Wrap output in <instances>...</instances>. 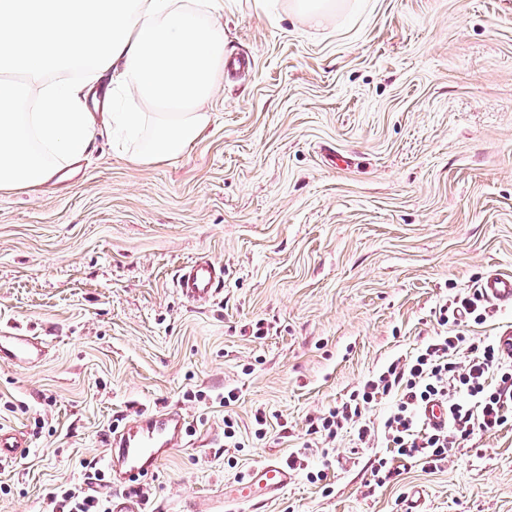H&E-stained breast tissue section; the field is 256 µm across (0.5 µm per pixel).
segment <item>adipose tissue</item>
I'll use <instances>...</instances> for the list:
<instances>
[{"mask_svg":"<svg viewBox=\"0 0 512 512\" xmlns=\"http://www.w3.org/2000/svg\"><path fill=\"white\" fill-rule=\"evenodd\" d=\"M194 0H0V192L45 185L91 145L101 97L137 158H177L200 139L224 79V28ZM137 95L153 116L123 107Z\"/></svg>","mask_w":512,"mask_h":512,"instance_id":"ef3b65f1","label":"adipose tissue"}]
</instances>
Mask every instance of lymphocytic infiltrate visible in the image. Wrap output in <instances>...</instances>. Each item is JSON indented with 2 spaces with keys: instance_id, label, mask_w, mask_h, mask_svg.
<instances>
[{
  "instance_id": "obj_1",
  "label": "lymphocytic infiltrate",
  "mask_w": 512,
  "mask_h": 512,
  "mask_svg": "<svg viewBox=\"0 0 512 512\" xmlns=\"http://www.w3.org/2000/svg\"><path fill=\"white\" fill-rule=\"evenodd\" d=\"M395 391L401 397L382 425L393 454L378 457L372 470L380 487L393 475L392 458L421 462L433 472L447 462L450 448L474 431H492L512 421V364L500 356L495 342L475 346L456 333L425 345L409 361L392 362L341 406L319 417L313 430L333 439L351 425L359 440H367L371 428L361 421L363 410ZM435 399L448 405V428L421 423L420 409Z\"/></svg>"
}]
</instances>
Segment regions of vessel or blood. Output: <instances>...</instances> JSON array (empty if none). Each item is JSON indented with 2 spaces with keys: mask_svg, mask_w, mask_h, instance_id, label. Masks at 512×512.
<instances>
[{
  "mask_svg": "<svg viewBox=\"0 0 512 512\" xmlns=\"http://www.w3.org/2000/svg\"><path fill=\"white\" fill-rule=\"evenodd\" d=\"M176 285L190 302L211 301L224 286V266L204 256L197 258L180 268ZM476 288L486 302L499 308L512 307V274L487 272ZM44 353L42 338L0 327V362L32 364ZM421 418L426 426L446 428L448 407L440 401L429 403ZM186 432V417L180 409L138 413L123 432L108 439L106 467L112 471L114 483L122 485L156 473ZM294 479L295 472L288 463L265 459L254 464L223 498L197 500L193 512H224L225 507L239 503L264 505L276 500Z\"/></svg>",
  "mask_w": 512,
  "mask_h": 512,
  "instance_id": "obj_1",
  "label": "vessel or blood"
}]
</instances>
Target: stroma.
<instances>
[{
  "instance_id": "1",
  "label": "stroma",
  "mask_w": 512,
  "mask_h": 512,
  "mask_svg": "<svg viewBox=\"0 0 512 512\" xmlns=\"http://www.w3.org/2000/svg\"><path fill=\"white\" fill-rule=\"evenodd\" d=\"M223 2L224 51L252 66L225 76L201 140L143 164L101 121L69 180L0 193V324L48 347L0 364V427L26 441L0 468V512H51L103 469L115 426L160 406L186 413L190 444L141 480L152 512L293 455L303 469L263 512H512V426L435 473L394 460L381 487L394 397L366 409L367 443L309 431L436 337L512 325V309L441 314L512 273V0H337L318 29L290 0ZM200 256L224 264L204 305L175 287ZM228 416L242 449L224 446Z\"/></svg>"
}]
</instances>
